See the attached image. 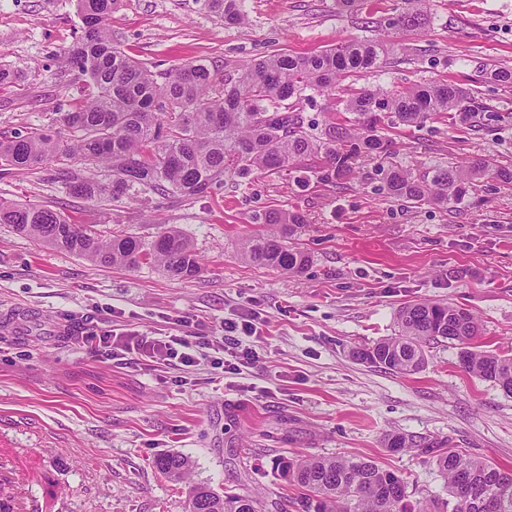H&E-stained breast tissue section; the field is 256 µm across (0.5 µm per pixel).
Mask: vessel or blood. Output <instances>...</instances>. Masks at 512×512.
Here are the masks:
<instances>
[{
    "label": "vessel or blood",
    "mask_w": 512,
    "mask_h": 512,
    "mask_svg": "<svg viewBox=\"0 0 512 512\" xmlns=\"http://www.w3.org/2000/svg\"><path fill=\"white\" fill-rule=\"evenodd\" d=\"M40 323V316L24 307L11 316L0 315V332L24 336ZM34 479V474L16 465L12 453L0 452V512H59L62 494L39 498L29 495L28 487Z\"/></svg>",
    "instance_id": "obj_1"
}]
</instances>
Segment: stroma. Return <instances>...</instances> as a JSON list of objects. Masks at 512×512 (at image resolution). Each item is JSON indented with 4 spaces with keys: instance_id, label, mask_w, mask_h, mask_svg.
I'll return each mask as SVG.
<instances>
[{
    "instance_id": "1",
    "label": "stroma",
    "mask_w": 512,
    "mask_h": 512,
    "mask_svg": "<svg viewBox=\"0 0 512 512\" xmlns=\"http://www.w3.org/2000/svg\"><path fill=\"white\" fill-rule=\"evenodd\" d=\"M401 0H244L246 23L228 25L199 0H121L112 31L121 48L157 70L200 61L225 75L271 53L300 54L351 40L380 39L396 50L386 65L361 71L328 92H306L301 110L321 123L362 88L399 90L430 80L471 88L493 119L427 121L391 131L398 161L422 174L486 156L512 168V87L480 80L486 63L512 68V0H431L420 27L380 30ZM82 23L75 0H0V67L19 79L0 87V132L57 128L85 90L67 63ZM361 161L340 188L286 169L226 178L203 197L142 189L122 200L87 201L64 184L84 172L78 157L30 170L0 169V197L47 205L99 232L151 243L176 226L193 244L201 271L190 279L150 263L104 267L45 247L0 224V312L37 308L46 320L95 316L105 328L140 336L180 334L179 317L200 336L257 313L260 338L243 337L259 360L233 373L209 358L179 374L94 356L65 339L47 343L0 333V432L24 465L45 462L68 496L62 512H189L192 484L248 494L260 512L289 501L281 460L371 458L407 484L414 505L446 501L431 456L391 451L402 433L445 441L512 469V397L458 365V349L432 345L427 363L401 375L355 361L352 352L397 333L396 314L418 301L472 312L482 349L512 353V185L483 177L465 200L410 205L389 198ZM303 211L299 240L311 256L300 274L240 257L267 211ZM179 453L193 463L176 483L152 466Z\"/></svg>"
}]
</instances>
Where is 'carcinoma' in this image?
<instances>
[{
	"label": "carcinoma",
	"mask_w": 512,
	"mask_h": 512,
	"mask_svg": "<svg viewBox=\"0 0 512 512\" xmlns=\"http://www.w3.org/2000/svg\"><path fill=\"white\" fill-rule=\"evenodd\" d=\"M119 0H76L83 35L68 53L69 65L86 78L88 93L59 115L68 132L15 131L0 136V166L27 169L49 158L79 156L107 163L112 180L66 174L70 194L93 201L108 195L118 201L138 186L166 197H203L226 177L278 173L290 166H310L317 182L342 187L364 159L390 157V128L419 127L447 115L475 117L469 88L454 82L414 84L403 91L363 89L345 103V114L313 130L294 109L306 90L336 88V82L376 69L394 46L378 41H351L305 55L266 56L241 65L236 75L219 77L202 62L163 72L125 54L112 36V11ZM207 12L226 24H244L243 0H199ZM430 0H402L398 14L384 21L397 28L425 16ZM482 78L512 87V68L483 66ZM512 184V170L490 158L415 174L397 162L380 168L381 189L408 204L425 201L456 204L489 172ZM307 216L299 211L269 213L260 229L241 248L244 261L302 273L310 256L294 243ZM0 224L51 248L70 252L94 264L137 267L153 262L172 278H189L200 262L189 239L168 227L145 247L131 235H101L75 224L48 206L0 201ZM398 334L353 352L357 359L394 373L410 375L426 364V348L439 342L460 346L459 365L470 375L494 383L512 395V356L474 348L477 317L443 303L420 301L403 307ZM388 447L415 448L436 458L452 512H512V471L491 465L460 448L438 442H413L402 434L387 437ZM153 467L176 482H185L192 461L179 453L163 454ZM282 476L302 491L301 512H430L412 506L402 477L361 457H310L287 462ZM221 504L223 512H258L257 501L237 493L220 494L207 485L190 490L189 512L200 502Z\"/></svg>",
	"instance_id": "1"
}]
</instances>
